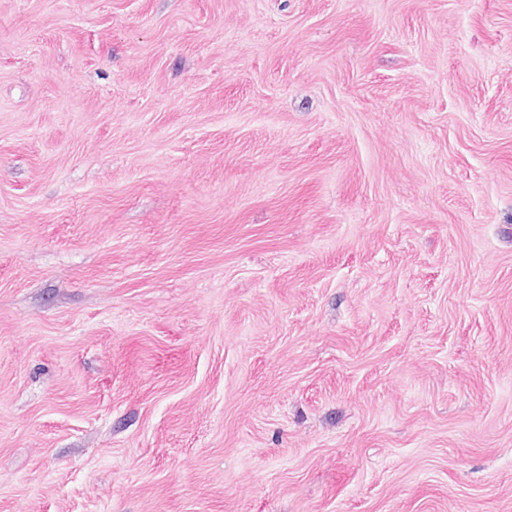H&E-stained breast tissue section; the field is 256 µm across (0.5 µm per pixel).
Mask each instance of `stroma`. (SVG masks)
Listing matches in <instances>:
<instances>
[{"mask_svg": "<svg viewBox=\"0 0 512 512\" xmlns=\"http://www.w3.org/2000/svg\"><path fill=\"white\" fill-rule=\"evenodd\" d=\"M0 512H512V0H0Z\"/></svg>", "mask_w": 512, "mask_h": 512, "instance_id": "stroma-1", "label": "stroma"}]
</instances>
